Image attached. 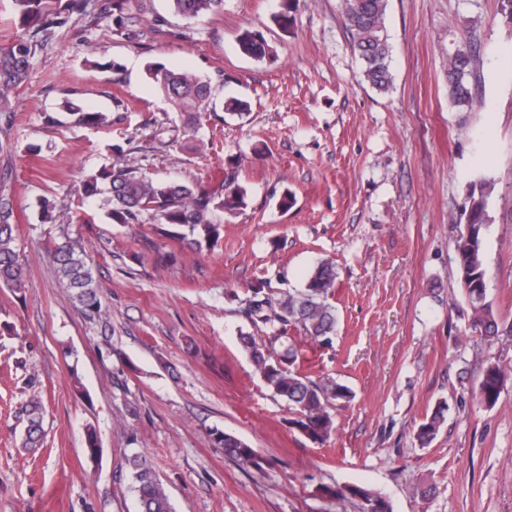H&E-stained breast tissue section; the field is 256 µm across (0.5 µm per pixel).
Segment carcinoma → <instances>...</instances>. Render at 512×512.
<instances>
[{
    "label": "carcinoma",
    "instance_id": "1",
    "mask_svg": "<svg viewBox=\"0 0 512 512\" xmlns=\"http://www.w3.org/2000/svg\"><path fill=\"white\" fill-rule=\"evenodd\" d=\"M174 16L189 20L223 10L224 0H169ZM387 0H342L343 15L352 46L363 61V79L379 91L391 88V55L385 33ZM300 0H284L283 11L275 21L290 29L292 13ZM15 10L27 27V36L12 45L0 48V111L11 107V93L28 73L30 62L41 55L47 44L49 29L59 23V15L48 10L44 0H14ZM238 46L242 54L264 59L272 49L264 36L250 29L239 33ZM471 38L448 54L445 76L448 98L455 108L464 111L473 106L469 87L472 64ZM149 78L178 112L197 114L208 110L212 103L211 86L207 81L187 73L177 72L153 62L147 66ZM65 108L84 125L103 126L108 122L102 112H84L72 102ZM88 197H103L107 215L115 224H161L185 228L179 237L190 246L202 247L217 241L224 216L232 215L246 204L247 191L226 176L220 190H209L194 182H177L153 178L134 160L119 158L90 173L84 180ZM492 183L483 180L470 185L456 222L468 230L455 240V255L460 282L471 310V326L485 337L498 335L499 324L491 303L487 300L488 268L484 237L490 224L488 214ZM15 225L10 203L0 199V284L19 291L25 287L26 272L14 246ZM51 257L59 283L69 292L91 318H102L103 308L92 269L86 261V250L79 239L64 233L56 243ZM336 285V269L329 261L321 262L310 274L305 287L265 291L264 286L251 289L242 300L241 313L248 322L266 330L267 342L259 344L243 333L240 340L253 365L274 395L288 402L295 414L291 423L314 443H324L333 431L330 408L347 402L352 390L334 379L318 381L303 376L295 369L299 351L288 336L293 327L323 344L332 341L336 309L330 302ZM505 374L497 366L485 371L478 394L482 402L494 405L501 394ZM446 408L439 406L425 419L418 438L432 440L445 420ZM24 424L23 446L41 445L43 409L32 399L19 411ZM211 441L224 454L245 469L263 470V458L248 443L222 430L211 433ZM126 476L130 488L138 497L140 512H176L162 482L146 458L134 452L125 458ZM351 497L360 502L359 512H392L389 501L363 488L349 489Z\"/></svg>",
    "mask_w": 512,
    "mask_h": 512
}]
</instances>
